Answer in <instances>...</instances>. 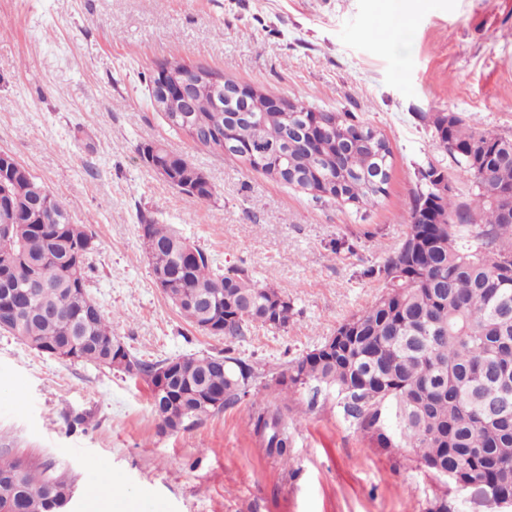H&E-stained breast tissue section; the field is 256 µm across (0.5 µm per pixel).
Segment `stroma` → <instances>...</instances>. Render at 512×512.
Masks as SVG:
<instances>
[{"label": "stroma", "mask_w": 512, "mask_h": 512, "mask_svg": "<svg viewBox=\"0 0 512 512\" xmlns=\"http://www.w3.org/2000/svg\"><path fill=\"white\" fill-rule=\"evenodd\" d=\"M164 60L355 113L393 150L386 196L360 212L316 201L172 131L148 100ZM423 112L512 136V0H0V152L92 235L89 292L113 339L145 361L228 347L257 373L250 396L163 432L144 380L0 331V455L71 470L68 512H87L100 468L138 512H429L442 483L410 449L379 448L330 396L289 394L284 458L251 421L252 395L274 394L270 373L379 295L371 270L405 238L418 169L442 163L470 196ZM155 141L200 168L213 197L190 200L145 164L138 148ZM145 215L222 269L287 293L288 326H255L229 344L192 326L155 283Z\"/></svg>", "instance_id": "1"}]
</instances>
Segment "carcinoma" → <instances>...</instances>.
Instances as JSON below:
<instances>
[{"label": "carcinoma", "mask_w": 512, "mask_h": 512, "mask_svg": "<svg viewBox=\"0 0 512 512\" xmlns=\"http://www.w3.org/2000/svg\"><path fill=\"white\" fill-rule=\"evenodd\" d=\"M193 108L201 121L191 140L224 153V130L274 158L288 159L306 177L303 187L316 201L378 205L386 188H372L361 175L382 165L367 145L338 147L327 136L311 144L287 123L286 113L266 112L256 124L234 126V113L219 111L207 87L197 91ZM320 127L336 119L359 140L368 133L353 112H321ZM432 127L441 149L472 184V196L437 197L436 181L446 168L430 163L417 171L401 246L386 254L377 273L384 289L364 310L336 329V351L312 349L272 376L279 393L309 386L313 395L331 391L345 419L381 448H409L427 476L466 494L512 498V137L481 132L456 113L420 115ZM144 162L154 157L171 171L168 184L191 200L213 197L207 176L186 158L157 142L138 148ZM23 182L10 201L14 221L0 228V330L41 353L66 360L80 345L78 360L112 367V327L88 292L93 249L85 226L70 223L65 205L23 166ZM54 224L43 222L47 212ZM143 248L153 274L173 278L168 296L193 326L199 310L182 300L189 294L213 296L225 316L224 339L232 341L253 324L271 325L294 315L288 294L260 287L243 269L222 270L210 255L183 253L182 237L151 218L141 219ZM250 303L243 314L238 303ZM147 380L167 360L130 356ZM253 369L227 354L190 356L169 382L151 390L159 417L171 410L183 421H198L234 405L249 393ZM212 394L222 402L203 406ZM255 431L277 455L288 448V422L280 407L253 402ZM74 479L65 470L47 475L23 457L0 458V492L15 512H54Z\"/></svg>", "instance_id": "obj_1"}]
</instances>
